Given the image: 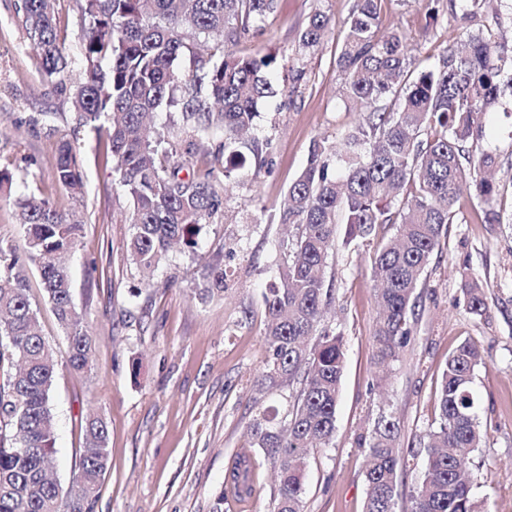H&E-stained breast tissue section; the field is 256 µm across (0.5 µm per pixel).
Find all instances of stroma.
Instances as JSON below:
<instances>
[{"label": "stroma", "mask_w": 512, "mask_h": 512, "mask_svg": "<svg viewBox=\"0 0 512 512\" xmlns=\"http://www.w3.org/2000/svg\"><path fill=\"white\" fill-rule=\"evenodd\" d=\"M20 2L0 0V169L82 222L69 270L75 306L88 314L93 338L88 369H70L66 334L34 264L24 261L29 298L58 361L57 479L69 487L80 421L93 413L107 424L110 448L94 512H239L219 494L242 455L253 465L248 512H268L271 466L252 447L249 426L262 407L287 408L292 391L259 390L267 359L261 290L287 257L290 238L274 214L312 143L339 146L344 130L363 118L345 102L337 67L353 0H277L263 22L229 43L241 56L277 57L279 94L260 104L252 130L266 146L265 162L227 184L221 210L201 231V250L171 253L147 284L127 253L129 202L105 137L75 128L70 100L43 82ZM317 11L332 18L331 31L320 47L297 53L299 33ZM379 11L381 32L405 34L415 67L436 66L448 48L477 32L497 36L499 51L512 58V9L503 0H487L474 20L465 0H379ZM65 140L74 143L83 174L78 195L50 176ZM454 213L424 273L410 341L386 373L375 365L373 257L393 230L380 226L370 240L337 245L330 255L334 301L323 324L342 334L345 369L332 442L307 456L304 512H363L358 438L384 412L399 424L407 470L398 510L408 512L425 467L418 442L437 424L441 375L464 341L483 356L474 378L484 441L471 455L473 497L480 512H512V170L502 169L493 205L470 184ZM210 265L223 267L224 293L203 301L195 290ZM465 277L486 287L483 315L466 306Z\"/></svg>", "instance_id": "35a3bbf8"}]
</instances>
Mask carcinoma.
<instances>
[{
  "label": "carcinoma",
  "instance_id": "cac0c4a2",
  "mask_svg": "<svg viewBox=\"0 0 512 512\" xmlns=\"http://www.w3.org/2000/svg\"><path fill=\"white\" fill-rule=\"evenodd\" d=\"M378 0H354L337 66L345 101L367 115L349 129L342 149L332 153L313 143L307 167L288 188L277 223L296 227L288 258L263 291L266 313V372L261 385L276 391L299 385L286 415L267 406L250 425L252 446L276 471L271 512H303L308 452L329 444L345 368L340 335L321 326L334 299L327 278L328 256L343 242L369 238L376 226L394 228L376 254L373 276L380 317L373 342L377 361L399 358L416 321L422 276L439 246L461 184L472 179L488 203L497 191L486 177L499 156L474 146L488 113L506 105L501 96L505 61L497 42L469 34L439 60L415 72L405 36L377 34ZM274 0H82L88 24L79 40L81 59L69 64L49 0H24L22 25L41 76L71 99L76 127L105 132L106 150L131 201L127 252L149 285L170 248H199L202 226L222 205L221 177L261 159L260 143L242 151L236 140L253 126L258 105L276 95L269 68L276 57L240 56L232 51L193 70L177 65L200 37L233 39L262 20ZM331 18L314 13L298 37V48L317 47ZM181 105L182 125L171 154L210 158V167L180 177L184 163L159 156L161 139L149 121L162 106ZM52 182L73 192L83 188L76 148L65 141L51 170ZM25 246L39 272L45 297L67 333L68 364L87 366L89 325L72 298L68 261L82 224L48 197L24 190L17 198ZM19 258L0 245V512H94L108 468L107 426L101 418L82 424L76 451L74 493L64 494L53 476L55 416L52 387L58 363L41 334L27 281L16 271ZM206 299L224 293V270L211 267L196 289ZM462 293L470 313L487 309L483 283L466 279ZM479 349L464 341L449 355L438 392L439 421L420 438L426 466L410 512H476L464 476L483 435L473 394ZM399 424L382 413L364 448V512H396L406 463L397 450ZM239 458L228 478L237 497L254 493L250 467Z\"/></svg>",
  "mask_w": 512,
  "mask_h": 512
}]
</instances>
